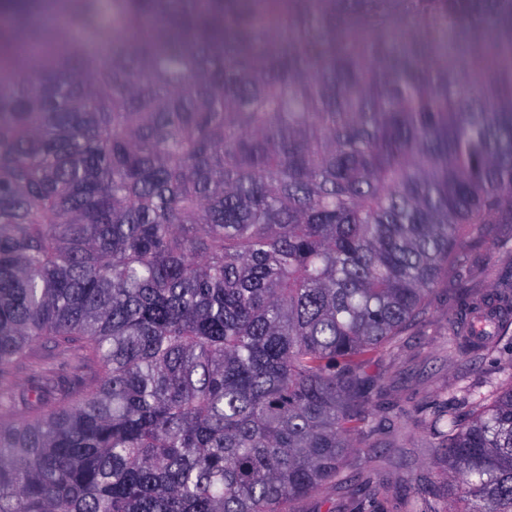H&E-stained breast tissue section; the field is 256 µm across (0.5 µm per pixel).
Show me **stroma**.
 Returning <instances> with one entry per match:
<instances>
[{"label":"stroma","mask_w":512,"mask_h":512,"mask_svg":"<svg viewBox=\"0 0 512 512\" xmlns=\"http://www.w3.org/2000/svg\"><path fill=\"white\" fill-rule=\"evenodd\" d=\"M465 252V263L449 269L421 322L368 369L375 383L373 430L357 438L343 459L351 483L306 495L291 504V512H356L369 482L384 486L388 512H399L420 492L448 502L447 481L434 465L439 441L427 427L432 406L454 397L461 418H468L475 403L512 379V340H499L478 355L448 345V321L459 316L464 302L493 295L512 273V224L483 225Z\"/></svg>","instance_id":"1"}]
</instances>
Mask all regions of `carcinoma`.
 <instances>
[{
    "label": "carcinoma",
    "instance_id": "cac0c4a2",
    "mask_svg": "<svg viewBox=\"0 0 512 512\" xmlns=\"http://www.w3.org/2000/svg\"><path fill=\"white\" fill-rule=\"evenodd\" d=\"M0 67V512L343 482L372 359L512 223V0H0ZM37 346L93 375L18 394ZM429 428L451 505L404 512H512V383Z\"/></svg>",
    "mask_w": 512,
    "mask_h": 512
}]
</instances>
